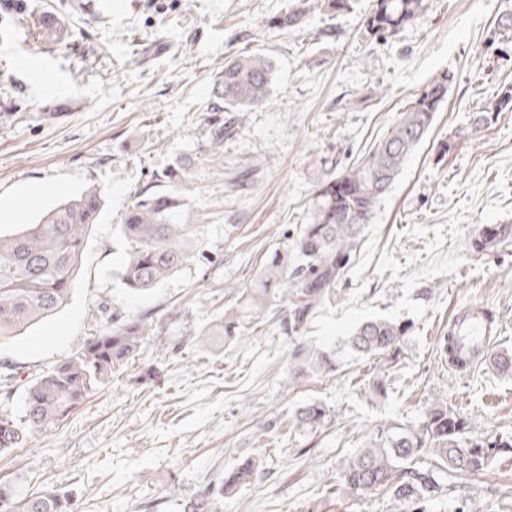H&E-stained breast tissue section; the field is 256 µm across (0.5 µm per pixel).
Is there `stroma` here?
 I'll use <instances>...</instances> for the list:
<instances>
[{
	"label": "stroma",
	"instance_id": "1",
	"mask_svg": "<svg viewBox=\"0 0 512 512\" xmlns=\"http://www.w3.org/2000/svg\"><path fill=\"white\" fill-rule=\"evenodd\" d=\"M27 2L61 16L66 33L35 38L11 21L13 0H0L9 21L0 24V225L35 223L90 185L106 202L67 304L0 339V372L38 377L116 313L156 324L108 384L0 455V482L20 498L55 488L72 512H183L201 493L213 512H393L388 493L337 484L370 430L417 422L440 402L480 433L512 435V375L485 359L452 371L439 344L460 311L480 306L496 316L491 352L512 353V238L472 247L482 227L512 225V110L475 122L512 84V42L494 38L512 0H431L427 16L384 42L362 26L371 0L283 32L268 23L284 0ZM245 48L274 63L270 102L245 114L216 163L212 88L225 56ZM444 70L454 75L446 102L309 322L311 339L330 348L375 317L408 324L387 397L370 401L384 365L367 358L344 356L330 374L289 383L294 343L267 318L249 339L195 344L308 223L318 178L351 166ZM184 159L193 256L157 288L132 293L121 282L120 219L135 189ZM313 400L329 411L318 427L258 430ZM247 458L260 473L222 494L225 470ZM436 478L429 512H512L510 453L481 474Z\"/></svg>",
	"mask_w": 512,
	"mask_h": 512
}]
</instances>
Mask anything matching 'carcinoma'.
<instances>
[{
	"label": "carcinoma",
	"instance_id": "1",
	"mask_svg": "<svg viewBox=\"0 0 512 512\" xmlns=\"http://www.w3.org/2000/svg\"><path fill=\"white\" fill-rule=\"evenodd\" d=\"M350 0H291L285 3L269 27L287 30L314 14L336 16L349 9ZM430 9L429 0H373L363 26L371 36L385 40L416 22ZM274 64L256 52H238L224 60V69L213 88L212 112H250L269 102ZM454 80L449 71L433 76L409 99L368 152L352 165L324 177L317 185L310 222L302 225L291 250L276 252L259 271L257 285L242 290L243 309L260 314L270 306L291 304L285 329L295 341L294 363L288 373L293 381L336 370L338 354L397 361L406 334L405 326L377 318L359 325L343 346L323 348L305 336L313 309L329 299L332 289L347 272L360 246L365 225L376 204L388 193L405 162L431 128L448 97ZM512 108V84L502 85L476 123ZM185 165L178 162L134 192L119 224L129 244L122 283L134 293L158 287L191 258L197 225L185 223V198L181 193ZM104 206L102 190L92 185L51 209L34 224H19L0 231V338L47 318L70 298L81 264L89 228L97 223ZM512 235V225L483 227L474 239L482 252ZM152 325L140 316L112 317V325L87 340L73 354L35 380L24 384L23 413L0 409V454L25 444L34 431L46 428L68 414L94 390L135 358ZM247 323L231 308L219 322L202 327L194 341L208 347L210 337L238 341L249 333ZM393 367L377 375L370 395L383 396L394 384ZM326 417L317 403L295 409L289 422L315 427ZM512 452V436L482 437L473 422L433 403L412 425H381L355 458L342 467L339 485L359 495L389 492L394 512H427L426 502L435 489L431 471L415 464L425 459L433 468L460 474H476L488 468L494 457ZM259 462L239 466L224 476L227 492L256 475ZM0 503L8 512H71V498L48 489L32 499H19L9 485L0 484ZM183 512H212L210 496L187 499Z\"/></svg>",
	"mask_w": 512,
	"mask_h": 512
}]
</instances>
